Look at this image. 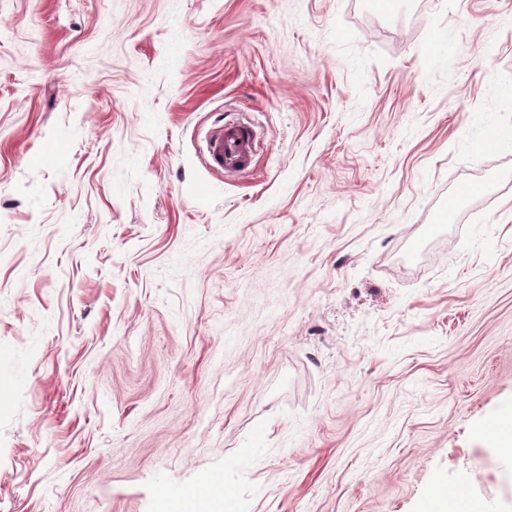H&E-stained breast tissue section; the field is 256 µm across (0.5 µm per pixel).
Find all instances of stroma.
Here are the masks:
<instances>
[{
    "label": "stroma",
    "mask_w": 512,
    "mask_h": 512,
    "mask_svg": "<svg viewBox=\"0 0 512 512\" xmlns=\"http://www.w3.org/2000/svg\"><path fill=\"white\" fill-rule=\"evenodd\" d=\"M506 405L512 0H0V512H512ZM259 145L257 132L241 122H225L206 137L208 164L215 169L249 170ZM223 498V493L219 489L212 491L209 494L190 497L184 499L182 503L181 512H218L222 511L216 507L219 499ZM481 504L465 490L458 489L453 493L438 490L432 493L424 512H479Z\"/></svg>",
    "instance_id": "35a3bbf8"
}]
</instances>
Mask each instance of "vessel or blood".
<instances>
[{
  "label": "vessel or blood",
  "instance_id": "obj_1",
  "mask_svg": "<svg viewBox=\"0 0 512 512\" xmlns=\"http://www.w3.org/2000/svg\"><path fill=\"white\" fill-rule=\"evenodd\" d=\"M258 145V134L251 126L235 121L224 123L206 138L208 163L224 171L249 170Z\"/></svg>",
  "mask_w": 512,
  "mask_h": 512
}]
</instances>
